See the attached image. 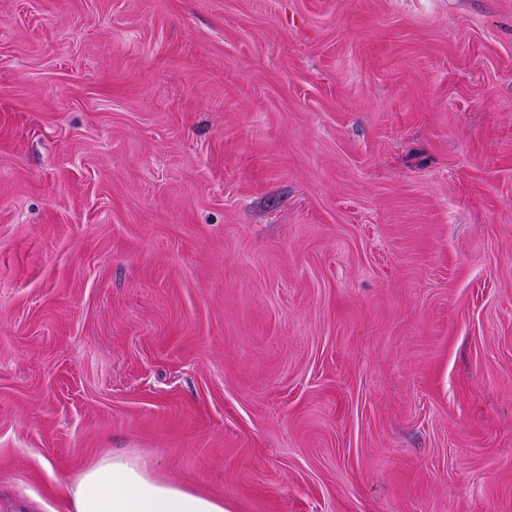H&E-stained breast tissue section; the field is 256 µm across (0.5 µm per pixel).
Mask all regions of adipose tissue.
<instances>
[{
  "instance_id": "1",
  "label": "adipose tissue",
  "mask_w": 512,
  "mask_h": 512,
  "mask_svg": "<svg viewBox=\"0 0 512 512\" xmlns=\"http://www.w3.org/2000/svg\"><path fill=\"white\" fill-rule=\"evenodd\" d=\"M67 512H231L223 498L161 477L127 455L83 468L67 488Z\"/></svg>"
}]
</instances>
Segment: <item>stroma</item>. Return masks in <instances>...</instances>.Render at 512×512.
I'll use <instances>...</instances> for the list:
<instances>
[{"mask_svg": "<svg viewBox=\"0 0 512 512\" xmlns=\"http://www.w3.org/2000/svg\"><path fill=\"white\" fill-rule=\"evenodd\" d=\"M113 452L512 512V0H0V512Z\"/></svg>", "mask_w": 512, "mask_h": 512, "instance_id": "stroma-1", "label": "stroma"}]
</instances>
